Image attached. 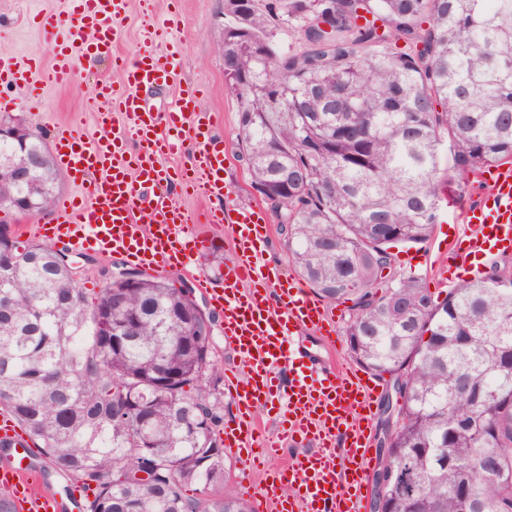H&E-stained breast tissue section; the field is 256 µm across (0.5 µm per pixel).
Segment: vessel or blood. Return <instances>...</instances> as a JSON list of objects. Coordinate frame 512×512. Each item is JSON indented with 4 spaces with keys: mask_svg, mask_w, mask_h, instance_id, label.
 Instances as JSON below:
<instances>
[{
    "mask_svg": "<svg viewBox=\"0 0 512 512\" xmlns=\"http://www.w3.org/2000/svg\"><path fill=\"white\" fill-rule=\"evenodd\" d=\"M128 4L71 0V25L49 24L55 64L44 72L46 82H69L83 55L111 58L122 86L101 84L97 95L103 107L93 140H83L70 127H55L56 159L78 191L61 198L52 220L35 225L34 233L56 247L116 254L146 270L175 266L189 272L195 288L220 313L224 338L245 369L225 378L238 416L224 428L225 449L243 461V493L256 498L258 512H364L372 446L367 428L378 385L355 371L322 367L295 348L298 330L330 336L331 317L318 299L267 261L271 236L262 210L225 204L224 147L213 133L210 113L199 107L198 89L180 88L163 117L146 105L143 91L175 79V55L159 54L156 44L178 28L180 17L170 15L154 25L133 61L114 56ZM26 72L12 54L0 52V83L23 89L32 106L37 95ZM116 112L125 115L130 131L115 128ZM186 136L198 144L190 167L165 165ZM491 180L490 193L463 211L469 228L464 252L474 273L485 256L512 250V168H495ZM176 190L222 202L207 221L230 230L234 241L223 286H214L194 267L208 239L174 204ZM260 407L277 411L282 426L262 430L255 418ZM0 443L13 450L12 457L0 459V488L11 493L17 512H70L71 502L38 487L27 464L37 450L5 409ZM287 447L295 451L289 463L266 468L267 459ZM259 467L264 479L256 486L248 473Z\"/></svg>",
    "mask_w": 512,
    "mask_h": 512,
    "instance_id": "vessel-or-blood-1",
    "label": "vessel or blood"
}]
</instances>
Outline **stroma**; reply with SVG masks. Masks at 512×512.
Instances as JSON below:
<instances>
[{"mask_svg": "<svg viewBox=\"0 0 512 512\" xmlns=\"http://www.w3.org/2000/svg\"><path fill=\"white\" fill-rule=\"evenodd\" d=\"M178 8L182 21L171 41L179 49V67L176 85L148 91L147 100L158 111H166L179 86L194 84L201 88L200 105L212 115L214 130L223 140L224 179L234 189L235 198L242 203L261 206V198L254 193L247 171L239 159V104L224 90V58L218 49L224 25V0H131L123 19L118 53L135 57L144 44V32L149 24ZM53 17L65 22L69 19L68 0H0V50L13 52L18 58L35 59L41 70L52 65V51L45 38L41 22ZM120 76L110 70L106 61L82 58L77 62L74 79L66 85H47L42 91L40 111L28 108L20 89L0 86V116L22 115L43 138H50L55 125L70 126L83 138L93 137L97 130V111L101 106L95 96V86L106 80L116 82ZM174 201L191 217L197 228L205 233L210 245L196 258L199 268L209 272L214 282L224 278L223 266L234 255L233 238L229 231H218L206 222L211 207L209 200L197 193L175 195ZM458 207L441 205L432 237L415 246H396L392 249L395 271L421 277L435 298H445L449 289L466 281L464 271L450 275L446 287L436 283L438 273L434 260L439 251L451 245L455 235L463 234ZM334 314L336 334L328 339L308 331L298 336L303 350L312 354L324 366H352L348 355L346 326L349 305L345 302L328 303Z\"/></svg>", "mask_w": 512, "mask_h": 512, "instance_id": "obj_1", "label": "stroma"}]
</instances>
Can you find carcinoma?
<instances>
[{
    "label": "carcinoma",
    "instance_id": "cac0c4a2",
    "mask_svg": "<svg viewBox=\"0 0 512 512\" xmlns=\"http://www.w3.org/2000/svg\"><path fill=\"white\" fill-rule=\"evenodd\" d=\"M224 45L252 187L301 276L352 302V360L404 395L382 512H512V273L495 264L440 303L382 275L389 248L429 240L444 191L512 164V0H224ZM27 149L50 212L60 170L41 136ZM5 261L0 409L94 487L86 512H253L227 489L214 319L192 291L145 273L90 300L57 250L16 235ZM122 323L132 335H112ZM485 465L504 477L477 481ZM404 475L413 488L391 490Z\"/></svg>",
    "mask_w": 512,
    "mask_h": 512
}]
</instances>
